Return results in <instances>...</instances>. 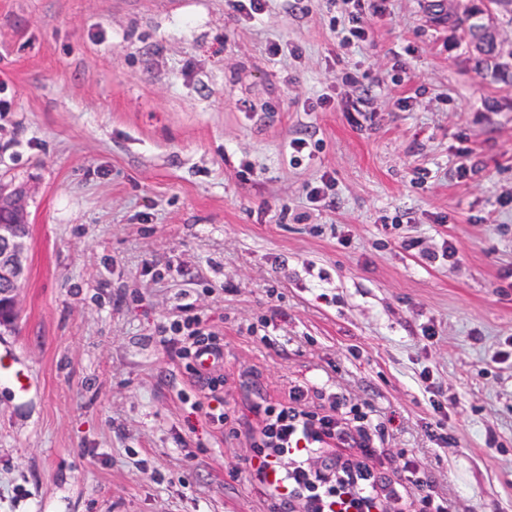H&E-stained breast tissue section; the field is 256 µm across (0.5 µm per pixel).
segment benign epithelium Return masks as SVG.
Segmentation results:
<instances>
[{"label": "benign epithelium", "mask_w": 512, "mask_h": 512, "mask_svg": "<svg viewBox=\"0 0 512 512\" xmlns=\"http://www.w3.org/2000/svg\"><path fill=\"white\" fill-rule=\"evenodd\" d=\"M497 32L493 9L487 5L482 26L469 35L470 45L484 54L497 44ZM25 195L21 185L0 184V284H5L0 290V307L5 305L13 311L17 308L16 288L25 275L27 233L22 230L28 223Z\"/></svg>", "instance_id": "7a95c632"}]
</instances>
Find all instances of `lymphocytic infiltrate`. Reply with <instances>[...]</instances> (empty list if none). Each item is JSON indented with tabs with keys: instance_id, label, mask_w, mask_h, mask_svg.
Listing matches in <instances>:
<instances>
[{
	"instance_id": "obj_1",
	"label": "lymphocytic infiltrate",
	"mask_w": 512,
	"mask_h": 512,
	"mask_svg": "<svg viewBox=\"0 0 512 512\" xmlns=\"http://www.w3.org/2000/svg\"><path fill=\"white\" fill-rule=\"evenodd\" d=\"M387 0H327L329 27L346 42L370 37L368 19L384 13ZM296 388L287 402L253 403L259 428L242 463L266 492V512H449L448 498L414 461L404 463L406 482L378 466L374 437L387 423L370 405L348 404L334 395L333 413L304 406Z\"/></svg>"
}]
</instances>
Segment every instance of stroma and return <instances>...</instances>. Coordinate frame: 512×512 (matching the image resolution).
<instances>
[{"label":"stroma","instance_id":"obj_1","mask_svg":"<svg viewBox=\"0 0 512 512\" xmlns=\"http://www.w3.org/2000/svg\"><path fill=\"white\" fill-rule=\"evenodd\" d=\"M428 4L388 0L353 45L324 0L259 22L224 0H0V180L29 222L0 340L30 377L21 397L0 382V512H264L229 473L248 438L208 421L189 338L159 332L188 305L224 346L231 412L296 386L311 409L371 399L389 469L414 450L453 512H512V83ZM277 39L301 55H268ZM322 94L332 111H306ZM308 126L323 148L291 164ZM464 146L480 171L460 181ZM325 173L336 210H304ZM408 238L459 259L427 266Z\"/></svg>","mask_w":512,"mask_h":512}]
</instances>
